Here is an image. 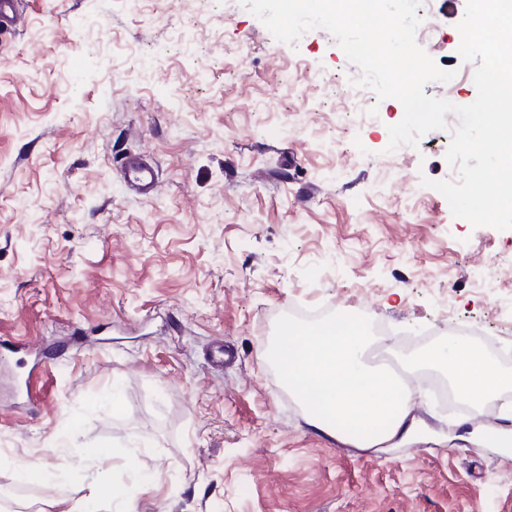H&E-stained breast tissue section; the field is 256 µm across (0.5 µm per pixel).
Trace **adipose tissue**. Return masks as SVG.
<instances>
[{"label":"adipose tissue","instance_id":"ef3b65f1","mask_svg":"<svg viewBox=\"0 0 512 512\" xmlns=\"http://www.w3.org/2000/svg\"><path fill=\"white\" fill-rule=\"evenodd\" d=\"M376 342L367 326L343 309L311 326L285 324L270 354L280 382L297 395L309 424L365 450L403 439L416 425L406 380L369 361ZM416 361L446 364L456 392L479 413L507 383L493 358L462 341L444 352L425 351Z\"/></svg>","mask_w":512,"mask_h":512}]
</instances>
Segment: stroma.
Here are the masks:
<instances>
[{"label":"stroma","instance_id":"obj_1","mask_svg":"<svg viewBox=\"0 0 512 512\" xmlns=\"http://www.w3.org/2000/svg\"><path fill=\"white\" fill-rule=\"evenodd\" d=\"M466 0H422L418 44L457 105ZM0 41V457L62 470L30 503L132 490L134 512H512V447L464 441L494 412H443L361 450L308 425L263 352L300 305L390 326L410 356L471 326L512 336V229L454 217L435 181L458 119L387 152L403 108L355 101L323 29L277 41L240 0H22ZM148 156L160 188L123 182ZM231 366L208 362L215 341ZM48 355L22 405L32 349ZM139 467L131 469L130 454ZM122 170L126 183L137 193L147 195L157 190L158 171L143 155L124 156Z\"/></svg>","mask_w":512,"mask_h":512}]
</instances>
